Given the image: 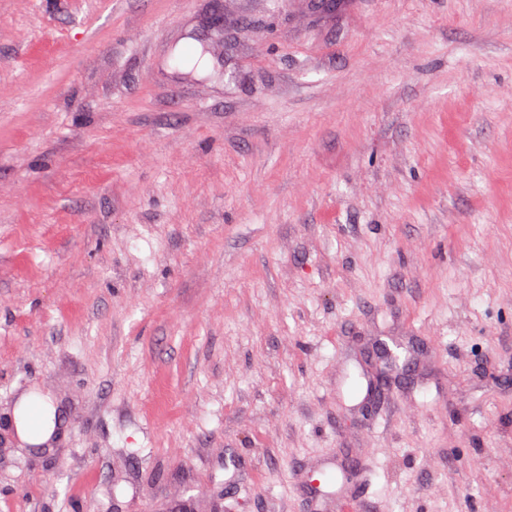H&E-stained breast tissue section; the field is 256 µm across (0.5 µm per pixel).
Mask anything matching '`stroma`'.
I'll list each match as a JSON object with an SVG mask.
<instances>
[{"instance_id":"stroma-1","label":"stroma","mask_w":512,"mask_h":512,"mask_svg":"<svg viewBox=\"0 0 512 512\" xmlns=\"http://www.w3.org/2000/svg\"><path fill=\"white\" fill-rule=\"evenodd\" d=\"M345 505L512 512V0H0V512ZM176 62L185 71H193L197 75H206L212 70V64L201 47L194 41H186L177 46L174 52ZM36 405L39 417L36 424L29 418V407ZM58 408L48 394L29 390L20 398L14 410V428L20 443L41 446L49 443L58 431Z\"/></svg>"}]
</instances>
